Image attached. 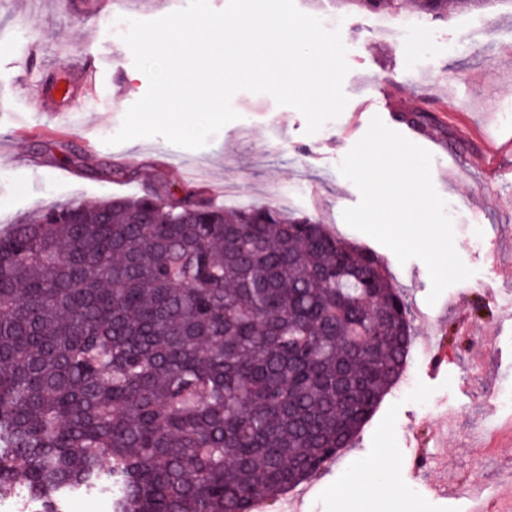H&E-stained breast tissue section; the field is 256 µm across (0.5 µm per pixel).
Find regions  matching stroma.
<instances>
[{"label":"stroma","instance_id":"1","mask_svg":"<svg viewBox=\"0 0 512 512\" xmlns=\"http://www.w3.org/2000/svg\"><path fill=\"white\" fill-rule=\"evenodd\" d=\"M89 2L68 12L62 0H0V133L9 135L0 141V228L50 203L91 206L134 194L138 183L120 176L130 169L203 190L227 209L269 205L310 216L372 250L405 295L416 346L351 447L302 483L300 497L266 500L265 512H341L349 474L383 449L398 467L376 480L393 494L365 497L367 512H393L399 499L413 512H469L467 497L433 492L447 476L463 484L480 478L483 512H500L498 495H512V440L500 434L512 411L496 401L512 388V0L429 22L419 46L397 35L402 19L389 12H341L332 0H294L308 15L341 17L349 66L343 112L309 135L294 107L240 91L231 100L239 120L198 150L160 137L107 142L148 89L123 40L131 21L160 18L188 0H112L107 12ZM59 77L85 95L83 111L46 100ZM408 106L429 110L434 127L409 132L399 117ZM376 116L432 149L434 188L455 211L454 247L473 271L432 305L422 260L399 263L343 218L360 192L340 166ZM494 153L501 169L492 176L486 164ZM428 344L444 355L436 374Z\"/></svg>","mask_w":512,"mask_h":512}]
</instances>
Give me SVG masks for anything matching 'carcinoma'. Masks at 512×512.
<instances>
[{
    "instance_id": "1",
    "label": "carcinoma",
    "mask_w": 512,
    "mask_h": 512,
    "mask_svg": "<svg viewBox=\"0 0 512 512\" xmlns=\"http://www.w3.org/2000/svg\"><path fill=\"white\" fill-rule=\"evenodd\" d=\"M412 342L379 257L311 217L149 179L46 205L0 231V503L252 512L351 445Z\"/></svg>"
}]
</instances>
